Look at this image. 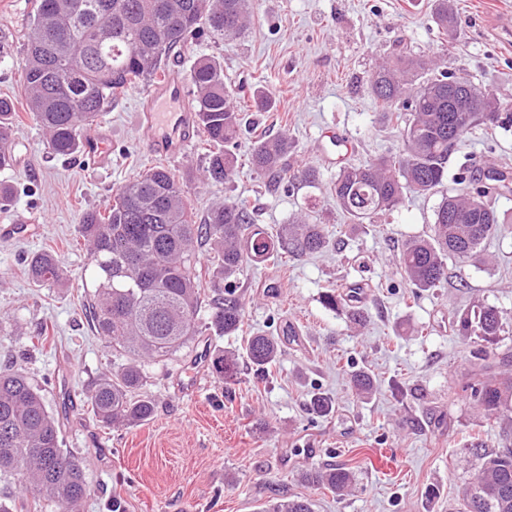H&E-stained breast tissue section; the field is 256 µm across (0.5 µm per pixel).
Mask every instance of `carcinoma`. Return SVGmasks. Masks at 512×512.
<instances>
[{
    "label": "carcinoma",
    "instance_id": "1",
    "mask_svg": "<svg viewBox=\"0 0 512 512\" xmlns=\"http://www.w3.org/2000/svg\"><path fill=\"white\" fill-rule=\"evenodd\" d=\"M250 0H35L21 49L23 88L30 117L45 131L57 156L81 151L82 133L96 124L127 90L150 84L165 72V62L187 39L201 31L233 37L245 30ZM434 22L448 38L457 35L455 13L448 0H436ZM428 62L397 52L372 74L369 92L396 123L403 148L364 164L340 169L330 192L352 224L372 219L401 205L410 195H426L445 187L448 164L461 149L463 131L482 126L485 132L512 127V113L488 90L470 85L481 112H456L459 79L444 70L421 83ZM466 81V78L459 79ZM193 106L198 128L208 147L205 177L228 181L234 175L241 109L224 82V68L212 57L195 60L191 70ZM18 117L15 102L0 98V169L15 164L12 131ZM288 135L263 137L249 151L250 169L275 189L299 184L314 186L318 171L307 167L290 172ZM462 165L456 177L462 192L450 194L435 212L433 233L407 239L399 265L417 290L428 291L448 278V260L481 255V246L498 225L509 220L488 204L496 194H512V178L496 170ZM79 237L90 256L94 291L86 297L95 331L125 358L116 371L97 379L87 404L103 423L135 426L153 414V402L142 394L144 359L165 360L188 347L202 333V273L197 254L204 246L217 254L224 290L212 298L211 326L229 336L241 327L244 310L234 278L248 263L273 253L296 257L323 251L328 236L323 225L306 217L282 225L269 235L254 223L248 207L238 201L214 206L202 221L189 207L183 185L171 170L156 165L136 173L119 186L104 210L81 215ZM29 280L38 286L62 288L66 273L57 254L42 250L25 260ZM356 291L334 289L321 303L362 324L365 312L354 304ZM461 336L488 341L502 331L500 311L491 305L462 314L456 321ZM279 352L272 336L247 339L245 353L256 375H271ZM478 373L463 386L467 397L487 419L512 412V377L502 361L480 357ZM226 379L234 376L237 358L214 360ZM351 383L369 394L371 375L358 370ZM470 449L479 459L476 476L460 497V512H512V448L488 451L479 438ZM69 457L61 448L58 422L44 404L40 390L21 371L0 370V475L17 480L23 491L47 497L62 512H81L90 494L80 464L60 465ZM303 480L341 496L353 483L349 467L313 469ZM263 512H314L312 502L297 497L279 500Z\"/></svg>",
    "mask_w": 512,
    "mask_h": 512
}]
</instances>
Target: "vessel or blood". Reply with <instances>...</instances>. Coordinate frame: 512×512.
<instances>
[{
    "mask_svg": "<svg viewBox=\"0 0 512 512\" xmlns=\"http://www.w3.org/2000/svg\"><path fill=\"white\" fill-rule=\"evenodd\" d=\"M197 132V116L177 70L165 71L147 93L136 137L154 156L175 158L188 153Z\"/></svg>",
    "mask_w": 512,
    "mask_h": 512,
    "instance_id": "obj_1",
    "label": "vessel or blood"
}]
</instances>
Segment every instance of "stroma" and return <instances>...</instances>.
Returning a JSON list of instances; mask_svg holds the SVG:
<instances>
[{"instance_id":"stroma-1","label":"stroma","mask_w":512,"mask_h":512,"mask_svg":"<svg viewBox=\"0 0 512 512\" xmlns=\"http://www.w3.org/2000/svg\"><path fill=\"white\" fill-rule=\"evenodd\" d=\"M459 35L448 39L432 16L435 0H253L243 35L189 41L170 65L190 71L196 58L224 64V81L245 107L237 172L213 183L203 176L202 139L187 156L165 159L180 177L198 217L227 200L246 201L269 233L298 215L320 218L332 239L328 250L303 258L278 255L245 266L241 331H204L169 360L145 362L143 389L152 417L133 427L103 428L87 395L122 359L91 332L84 311L91 265L78 238L83 212L104 209L112 192L157 161L138 142L135 125L146 86L129 89L100 118L107 162L87 168L82 154L53 155L27 110L13 132L17 163L0 170L10 202L0 225L17 217L40 224L31 238H0V368L24 371L47 410L60 422L63 445L80 460L90 488L84 512H260L281 498L304 496L314 512H457L458 494L479 462L467 446L480 437L487 449L512 444V428L488 421L461 386L477 354L512 355V224L487 239V262L449 261L448 279L418 292L399 268L408 238L430 234L441 194L417 196L375 223L351 224L328 187L336 167L322 165L328 131L338 132L357 165L398 151L402 142L368 92L371 73L396 49L428 55L449 71L486 85L512 104V0H451ZM32 0H0V97L24 100L20 46ZM268 89L276 100L257 110L252 96ZM288 134L293 169L316 167L320 184L272 192L252 174L247 154L256 136ZM466 157L512 173V130L487 140L482 128L464 135ZM51 249L68 282L34 285L24 262ZM364 284V324L325 309L330 289ZM496 306L503 330L496 339L458 335V314ZM270 334L280 354L269 380L257 381L243 354L246 339ZM234 353L238 371L223 381L206 368L194 395L178 392L202 348ZM369 372L375 389L359 394L350 383ZM330 399L317 413L315 397ZM344 464L355 483L344 495L318 490L303 472Z\"/></svg>"}]
</instances>
